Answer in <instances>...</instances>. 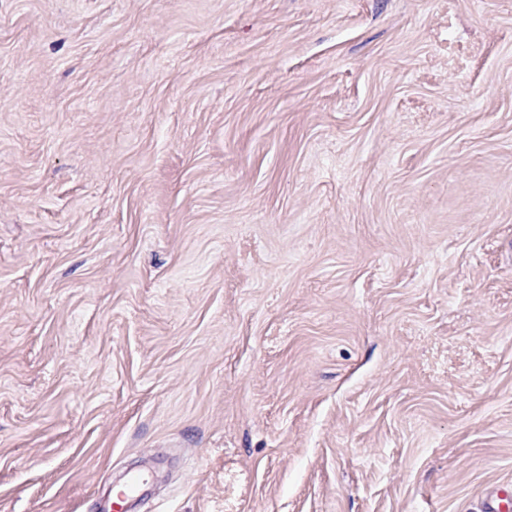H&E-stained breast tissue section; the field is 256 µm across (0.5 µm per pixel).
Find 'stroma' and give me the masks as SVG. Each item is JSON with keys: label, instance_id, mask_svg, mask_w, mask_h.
Returning a JSON list of instances; mask_svg holds the SVG:
<instances>
[{"label": "stroma", "instance_id": "35a3bbf8", "mask_svg": "<svg viewBox=\"0 0 512 512\" xmlns=\"http://www.w3.org/2000/svg\"><path fill=\"white\" fill-rule=\"evenodd\" d=\"M484 512L512 483V0H0V512Z\"/></svg>", "mask_w": 512, "mask_h": 512}]
</instances>
